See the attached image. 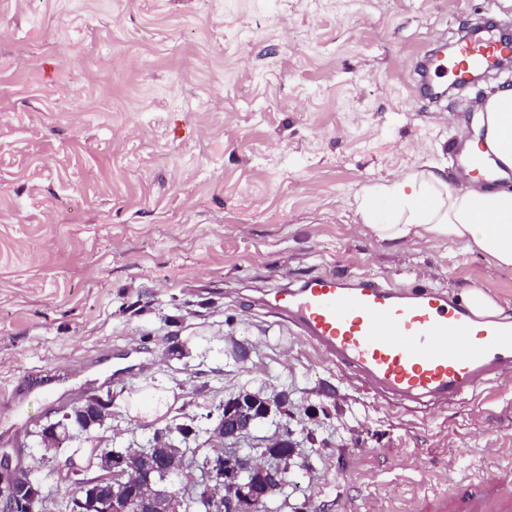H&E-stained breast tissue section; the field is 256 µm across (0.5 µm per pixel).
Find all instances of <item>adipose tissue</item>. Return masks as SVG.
<instances>
[{"label":"adipose tissue","instance_id":"adipose-tissue-1","mask_svg":"<svg viewBox=\"0 0 512 512\" xmlns=\"http://www.w3.org/2000/svg\"><path fill=\"white\" fill-rule=\"evenodd\" d=\"M485 155L497 175L512 171V87L496 88L478 109ZM356 213L377 239H448L473 244L494 266L512 269V190L471 178L454 186L425 164L368 188Z\"/></svg>","mask_w":512,"mask_h":512}]
</instances>
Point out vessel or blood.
Masks as SVG:
<instances>
[{
    "label": "vessel or blood",
    "instance_id": "vessel-or-blood-1",
    "mask_svg": "<svg viewBox=\"0 0 512 512\" xmlns=\"http://www.w3.org/2000/svg\"><path fill=\"white\" fill-rule=\"evenodd\" d=\"M504 47L478 33L457 55L456 75L490 67ZM274 306L319 352L400 401H459L512 372V320L475 325L466 304L429 286L398 291L374 280L315 276L279 291ZM464 512H512V488L489 472Z\"/></svg>",
    "mask_w": 512,
    "mask_h": 512
}]
</instances>
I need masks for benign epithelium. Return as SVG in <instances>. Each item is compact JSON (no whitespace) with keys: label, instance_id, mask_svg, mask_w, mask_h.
<instances>
[{"label":"benign epithelium","instance_id":"7a95c632","mask_svg":"<svg viewBox=\"0 0 512 512\" xmlns=\"http://www.w3.org/2000/svg\"><path fill=\"white\" fill-rule=\"evenodd\" d=\"M281 396L262 398L248 390H241L222 405V416L209 434L207 443L211 454L201 464H193L184 454L159 455L157 447L165 446L171 435L156 432L147 448H136L112 461V469L94 478H88L78 467L69 464L65 480L75 487L66 501V512H83L82 494L103 484L112 485L111 512H133L137 505L146 508L154 501L156 489L145 473L155 470L168 480L166 512H185L189 497L197 488L205 489L207 512H261L270 495L284 486L285 475L292 466L296 448L288 438V425L282 433L267 439V443L253 447L244 454L240 442L257 425L283 408ZM282 448L277 455L261 452L262 448ZM7 473L11 480L29 487L22 491L24 498L15 494L0 496V512H44V498L36 496V482L29 473L13 465L12 458L0 457V474Z\"/></svg>","mask_w":512,"mask_h":512}]
</instances>
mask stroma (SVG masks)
<instances>
[{"label": "stroma", "mask_w": 512, "mask_h": 512, "mask_svg": "<svg viewBox=\"0 0 512 512\" xmlns=\"http://www.w3.org/2000/svg\"><path fill=\"white\" fill-rule=\"evenodd\" d=\"M512 0H0V455L61 499L65 461L148 445L246 389L287 393L297 453L267 512H431L512 476V382L429 411L386 403L267 300L373 279L512 314V270L475 246L361 231L358 198L428 163L457 186L476 106L512 74L425 96L460 20ZM165 388V410L132 399ZM87 393L88 437L35 431Z\"/></svg>", "instance_id": "obj_1"}]
</instances>
